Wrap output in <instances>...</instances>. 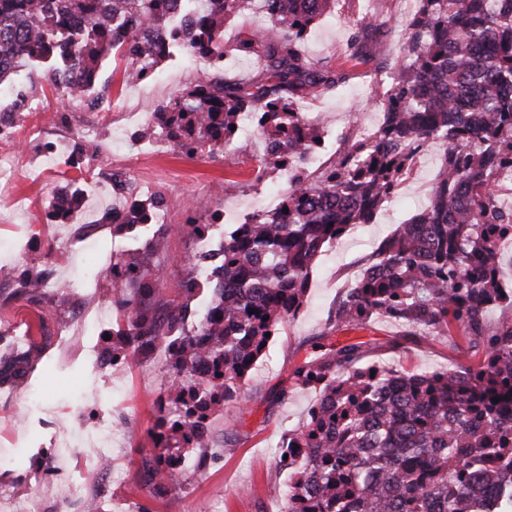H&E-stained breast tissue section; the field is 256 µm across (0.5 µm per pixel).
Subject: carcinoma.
Instances as JSON below:
<instances>
[{"instance_id": "carcinoma-1", "label": "carcinoma", "mask_w": 512, "mask_h": 512, "mask_svg": "<svg viewBox=\"0 0 512 512\" xmlns=\"http://www.w3.org/2000/svg\"><path fill=\"white\" fill-rule=\"evenodd\" d=\"M180 2L0 0V86L39 68L31 88L46 83L72 94L94 86L110 56L125 62L129 83L182 39L200 58L223 57L224 24L250 10L266 25L234 50L256 57L260 71L236 77L213 69L152 105L158 135L190 156L211 154L252 112L265 163L286 169L303 159L320 139L300 103L350 80L348 70L300 48L333 0H199L183 31L172 26ZM383 27L360 21L351 58L381 60ZM391 80L373 137L349 141L313 178L295 170L275 208L232 225L204 310L192 308L203 291L192 274L180 301L161 311L146 305L163 269L149 274L144 261L163 252L167 235L198 236L206 225L161 229L143 253L112 264L124 316L106 349L112 364L167 349L154 448L136 471L150 501L180 483L193 451L211 447L210 419L241 399L280 324L300 312L322 248L373 223L417 158L439 145L429 206L379 244L373 265L339 300L336 324L363 329L383 315L426 336L451 339L457 329L480 359L409 373L361 364L368 343L358 342L299 364L292 385L318 391V399L281 445L278 466L290 473L283 512H512V297L499 288L512 208L494 180L496 169L512 167V0H417ZM79 203L78 190L61 186L51 215ZM148 219L142 208L115 228L131 231ZM39 359L32 344L0 356V365L5 377L21 379Z\"/></svg>"}]
</instances>
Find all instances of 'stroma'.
<instances>
[{"instance_id": "obj_1", "label": "stroma", "mask_w": 512, "mask_h": 512, "mask_svg": "<svg viewBox=\"0 0 512 512\" xmlns=\"http://www.w3.org/2000/svg\"><path fill=\"white\" fill-rule=\"evenodd\" d=\"M362 0H340L336 12L316 22L302 45L313 60L325 59L351 70L348 84L307 101L309 119L315 120L326 149V163L336 159V149L353 138L357 127L377 129L383 113L381 99L388 89L387 72L349 57V43L361 16ZM123 61L109 59L99 73L96 90L129 113L149 112L152 104L168 100L195 82L198 72L187 57L170 58L159 67L161 78L149 85L122 82ZM50 106L60 124L77 125L90 113L73 111L52 89L36 91L27 111L17 120L40 125L39 106ZM102 151L93 161L78 167L67 163L79 143L63 140L54 155H46L41 136L21 144L19 172L13 199L0 201V275L13 283L0 296V335L13 340L39 342L42 356L28 377L1 386L0 485L13 493L9 512H82L84 498L76 496L71 480L86 476V456L93 449L82 427L87 411L104 396L112 401L104 408L112 424V464L121 477L106 492L112 512H137L145 498L136 469L143 450L152 448L150 433L156 423V401L167 381L166 354L154 351L137 362L93 369L85 348L95 325L115 328L119 310L113 303L115 288L110 278H100L85 292L82 319L64 318L62 292L71 276L86 263V247H94L102 265L128 259L141 252L143 240L154 226L138 232V244L103 223L104 214L123 208L124 196L109 184L99 192L87 186L97 173L124 167L130 182L141 185L164 200L168 223H211L213 215L238 219L262 209L269 190L288 183L287 172L264 165L265 143L259 137L239 139L237 152L188 156L158 136L144 137L141 146L130 145L116 130L103 129ZM442 148L430 149L408 180L398 201L384 205L374 223L362 224L335 244L325 246L310 272L305 305L296 318L284 321L264 358L252 370L241 401L227 405L210 424L217 463L205 470L188 469L181 489L159 504V512H281L289 475L276 466L278 448L288 433L301 424L315 402V391L294 387L292 373L306 358L321 354L336 343H371L370 362L401 371L436 372L467 360L465 351L452 349L442 337L412 334L385 318L367 329L351 330L336 324V305L359 271L366 267L378 245L413 214L426 208L430 188L439 169ZM69 184L82 189L80 223L52 222L47 218L53 193ZM197 240L173 235L159 256L164 269L158 285L161 301L175 299L190 272L189 256ZM51 271L53 288L37 294L22 286L25 272ZM63 340H55L56 332ZM286 399H279L280 391ZM36 397L38 407L24 410L18 401ZM68 473L70 482L56 483L45 492L48 475L45 459Z\"/></svg>"}]
</instances>
